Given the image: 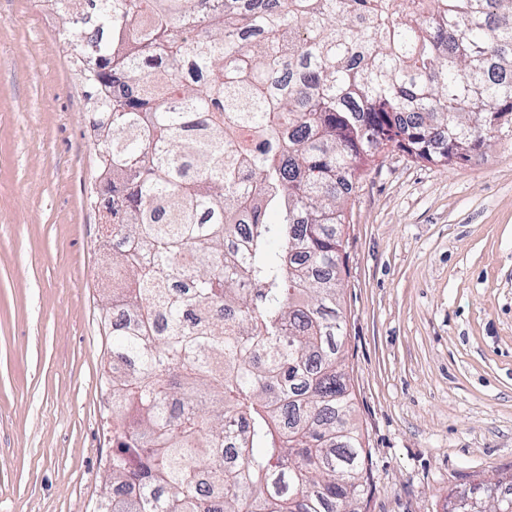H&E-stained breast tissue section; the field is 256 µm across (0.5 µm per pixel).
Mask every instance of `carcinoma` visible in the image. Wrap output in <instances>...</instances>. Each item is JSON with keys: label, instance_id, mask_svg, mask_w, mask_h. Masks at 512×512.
<instances>
[{"label": "carcinoma", "instance_id": "carcinoma-1", "mask_svg": "<svg viewBox=\"0 0 512 512\" xmlns=\"http://www.w3.org/2000/svg\"><path fill=\"white\" fill-rule=\"evenodd\" d=\"M49 2L112 182L96 512H356L345 205L391 147L442 166L512 150V0ZM492 492L512 512L500 479L449 512Z\"/></svg>", "mask_w": 512, "mask_h": 512}]
</instances>
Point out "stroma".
Instances as JSON below:
<instances>
[{"label":"stroma","instance_id":"35a3bbf8","mask_svg":"<svg viewBox=\"0 0 512 512\" xmlns=\"http://www.w3.org/2000/svg\"><path fill=\"white\" fill-rule=\"evenodd\" d=\"M65 24L0 0V512H94L112 407L111 295L89 101ZM344 227L342 360L371 456L360 512H446L512 480V151L434 165L390 148Z\"/></svg>","mask_w":512,"mask_h":512}]
</instances>
